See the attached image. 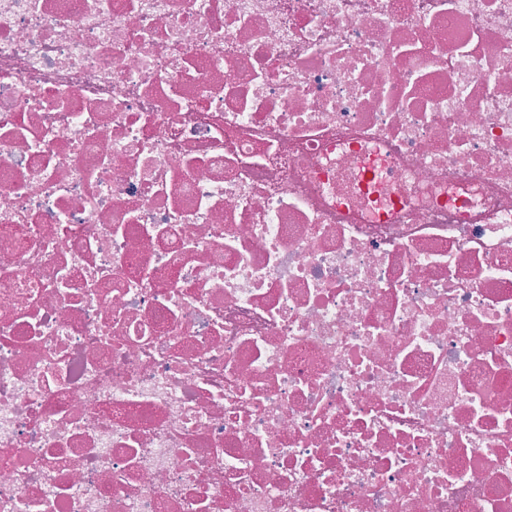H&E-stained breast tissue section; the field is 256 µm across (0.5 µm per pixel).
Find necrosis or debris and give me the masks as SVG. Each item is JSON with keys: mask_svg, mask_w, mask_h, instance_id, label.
Returning <instances> with one entry per match:
<instances>
[{"mask_svg": "<svg viewBox=\"0 0 512 512\" xmlns=\"http://www.w3.org/2000/svg\"><path fill=\"white\" fill-rule=\"evenodd\" d=\"M0 512H512V0H0Z\"/></svg>", "mask_w": 512, "mask_h": 512, "instance_id": "necrosis-or-debris-1", "label": "necrosis or debris"}]
</instances>
